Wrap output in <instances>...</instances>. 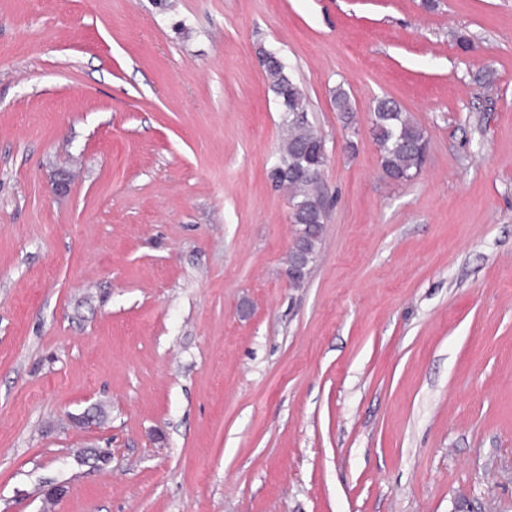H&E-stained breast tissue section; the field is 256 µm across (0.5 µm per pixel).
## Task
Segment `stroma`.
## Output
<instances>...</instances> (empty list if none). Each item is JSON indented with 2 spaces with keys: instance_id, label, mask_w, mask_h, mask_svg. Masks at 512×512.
I'll return each mask as SVG.
<instances>
[{
  "instance_id": "35a3bbf8",
  "label": "stroma",
  "mask_w": 512,
  "mask_h": 512,
  "mask_svg": "<svg viewBox=\"0 0 512 512\" xmlns=\"http://www.w3.org/2000/svg\"><path fill=\"white\" fill-rule=\"evenodd\" d=\"M265 50L326 144L302 288ZM0 512H512V0H0ZM372 135L389 178L410 180L424 163L425 131L391 99H380L372 117Z\"/></svg>"
}]
</instances>
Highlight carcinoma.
I'll use <instances>...</instances> for the list:
<instances>
[{"label":"carcinoma","instance_id":"cac0c4a2","mask_svg":"<svg viewBox=\"0 0 512 512\" xmlns=\"http://www.w3.org/2000/svg\"><path fill=\"white\" fill-rule=\"evenodd\" d=\"M261 56L288 130L269 177L275 185L288 187L289 203L296 212L295 236L301 250L314 259L321 239L310 231V225L321 222L326 204L320 180L308 172L326 162L320 154L323 137L309 123L305 93L288 74L285 63L274 52L264 51ZM372 135L388 177L406 182L421 170L427 145L425 131L395 101L384 98L377 102Z\"/></svg>","mask_w":512,"mask_h":512}]
</instances>
